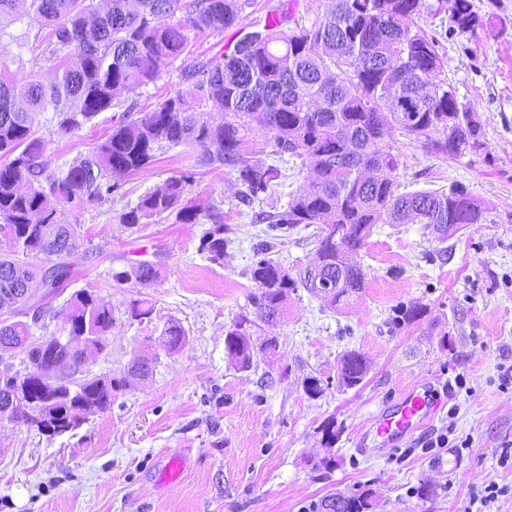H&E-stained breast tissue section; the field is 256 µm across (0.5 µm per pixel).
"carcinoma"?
Here are the masks:
<instances>
[{"mask_svg": "<svg viewBox=\"0 0 512 512\" xmlns=\"http://www.w3.org/2000/svg\"><path fill=\"white\" fill-rule=\"evenodd\" d=\"M20 0H0V38L15 22ZM323 16L304 24L298 0H283L277 8L282 23L269 17L241 29L239 20L254 0H109L98 10L93 0H30L28 16L51 28L50 59L63 55L55 81L18 85L0 73V229L6 228L28 253L13 261L0 258V299L12 296L25 283L40 277L29 258L52 263L53 281L45 297L64 293L80 260L78 225L68 215L88 202L106 201L122 179L154 161L156 154L178 146L201 150V161L237 174L241 199L247 203L268 195L284 177L281 164L300 161L307 185L276 213L260 211L257 223L290 233L301 224L319 225L316 253L321 273L293 275L274 258V245L261 241L253 248L251 278L259 293L250 297L253 317L240 316L225 337V353L239 370L253 365L256 344L249 333L260 323L273 326L282 314L288 291L302 286L323 296L337 309L359 296L364 273L355 261L377 224H423L440 241L468 224H481L484 210L462 187L448 191L397 193L400 160L389 143L399 130L423 144L430 153L457 157L483 147L475 112L461 103L456 88L439 78L443 57L439 42L412 24L424 0H332ZM450 31L472 33L482 26L470 0H448ZM182 19L176 21V14ZM236 29V40L209 58H195L183 69L190 93L200 104L224 113L214 124L202 112H188L184 97L164 99L150 112L133 119L131 113L113 116L112 129L78 165L46 173V145L31 133V114L51 111L58 133L66 136L117 106L121 92H134L153 82L160 71L191 54L187 31L222 35ZM261 138L255 160L252 144ZM372 173L371 180L360 170ZM190 177H172L146 192L135 206L119 215L128 228L146 224L165 213L184 221L196 212L183 204ZM201 239L200 251L214 263L224 261L227 229L217 209ZM161 277L149 260L133 262L111 273L117 285L133 283L150 288ZM70 336H90L98 351L106 349L112 329V309L97 295L82 289L66 301ZM423 314L417 304L402 305L395 322L410 323ZM171 352L185 342V330L168 322L162 333ZM9 340L23 355L22 363L38 370L59 358L80 365L79 356L51 344L32 340L31 325L23 320L0 322V343ZM367 358L350 350L340 358L337 382L353 388L367 375ZM152 373L146 360H133L120 377L94 376L54 398L43 392L38 379L29 382V397L39 405L42 424L53 435L71 431L69 408L84 402L106 410L112 394ZM335 427L325 429L327 455L310 460L311 469L336 466L332 453ZM374 492L329 495L317 512H373Z\"/></svg>", "mask_w": 512, "mask_h": 512, "instance_id": "carcinoma-1", "label": "carcinoma"}]
</instances>
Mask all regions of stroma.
I'll return each instance as SVG.
<instances>
[{
	"instance_id": "1",
	"label": "stroma",
	"mask_w": 512,
	"mask_h": 512,
	"mask_svg": "<svg viewBox=\"0 0 512 512\" xmlns=\"http://www.w3.org/2000/svg\"><path fill=\"white\" fill-rule=\"evenodd\" d=\"M484 28L475 34L449 31V13L426 0L416 23L436 37L444 75L460 102L472 105L484 150L453 159L430 154L421 143L393 132L400 154L399 190L464 187L478 200L485 221L465 226L441 242L420 224H379L360 253L365 288L335 311L305 288L289 292L271 335L274 353L255 352L250 370L239 371L224 351L227 330L251 312L253 246L268 227L255 212L275 213L306 183L296 167L268 198L245 203L235 173L203 164L198 149L159 152L144 171L124 179L111 199L86 204L70 217L85 238L82 264L69 292L97 293L114 316L108 348L90 358L93 375H121L137 357L153 362L147 381L115 393L110 409L87 416L54 438L36 429L0 423V512H301L303 506L336 494L376 493L375 512H469L473 491L494 482L512 487V388H502L501 365L512 364V0H472ZM28 4L0 46V70L18 83H51L56 70L49 31L28 17ZM182 93L188 111H200L178 66L133 93L121 94L133 117ZM112 128L100 113L73 134L57 131L52 113L33 115L35 137L48 148L49 172L88 156ZM189 175L185 204L195 220L163 215L155 223L128 228L116 217L169 178ZM217 208L231 244L223 263L199 249ZM314 227H298L275 256L298 269L316 259ZM159 263L156 285L140 288L112 282V270L127 263ZM136 300L149 301L152 320L131 319ZM415 302L423 316L396 326L397 306ZM186 333L183 346L167 352L159 336L169 320ZM356 349L370 359L357 387H336L338 362ZM328 382L317 399L303 389L306 376ZM464 376L465 387L454 384ZM428 383L448 397L449 413L425 424L408 442V454L381 452L359 439L382 405L407 388ZM339 433L334 469L311 471L308 458L324 454L323 428ZM450 430L469 437V448L423 453L430 434ZM180 454L185 468L168 483L163 468ZM435 489L421 500L414 489Z\"/></svg>"
}]
</instances>
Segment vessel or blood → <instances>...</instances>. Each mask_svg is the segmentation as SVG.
<instances>
[{
  "label": "vessel or blood",
  "instance_id": "obj_1",
  "mask_svg": "<svg viewBox=\"0 0 512 512\" xmlns=\"http://www.w3.org/2000/svg\"><path fill=\"white\" fill-rule=\"evenodd\" d=\"M444 405L441 396L427 385H414L402 394L394 406L377 410L369 434L381 449L398 447L412 439Z\"/></svg>",
  "mask_w": 512,
  "mask_h": 512
}]
</instances>
